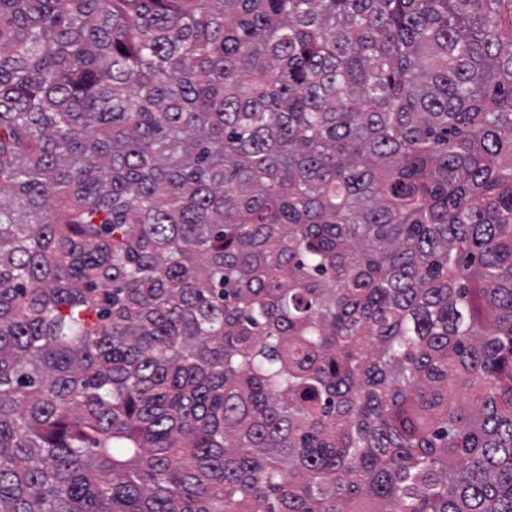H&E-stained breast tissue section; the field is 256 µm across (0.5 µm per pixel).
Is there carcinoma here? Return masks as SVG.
<instances>
[{"label": "carcinoma", "instance_id": "obj_1", "mask_svg": "<svg viewBox=\"0 0 512 512\" xmlns=\"http://www.w3.org/2000/svg\"><path fill=\"white\" fill-rule=\"evenodd\" d=\"M0 512H512V0H0Z\"/></svg>", "mask_w": 512, "mask_h": 512}]
</instances>
